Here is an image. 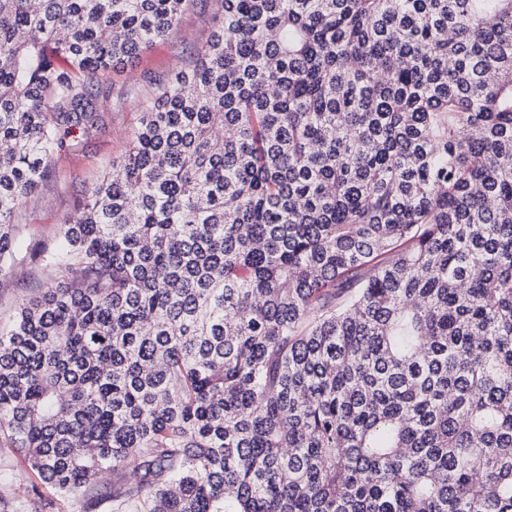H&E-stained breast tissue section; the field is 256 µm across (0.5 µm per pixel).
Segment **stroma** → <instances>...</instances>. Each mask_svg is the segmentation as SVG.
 Returning <instances> with one entry per match:
<instances>
[{"label": "stroma", "instance_id": "stroma-1", "mask_svg": "<svg viewBox=\"0 0 512 512\" xmlns=\"http://www.w3.org/2000/svg\"><path fill=\"white\" fill-rule=\"evenodd\" d=\"M220 10L218 0H193L174 35L154 42L136 59L112 72V94L91 138L74 132L64 138L56 161V177L26 206L24 246L11 270L0 278V329H8L19 304L41 294L53 275L32 259L41 244L55 240L74 214L79 200L125 152L139 121V99L147 82L171 77L182 56L198 50L207 40ZM37 475L29 470L7 437L0 435V496L29 497Z\"/></svg>", "mask_w": 512, "mask_h": 512}]
</instances>
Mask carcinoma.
<instances>
[{
    "instance_id": "carcinoma-1",
    "label": "carcinoma",
    "mask_w": 512,
    "mask_h": 512,
    "mask_svg": "<svg viewBox=\"0 0 512 512\" xmlns=\"http://www.w3.org/2000/svg\"><path fill=\"white\" fill-rule=\"evenodd\" d=\"M191 2L0 0V277ZM149 85L0 333L27 467L81 512H512V0H220Z\"/></svg>"
}]
</instances>
